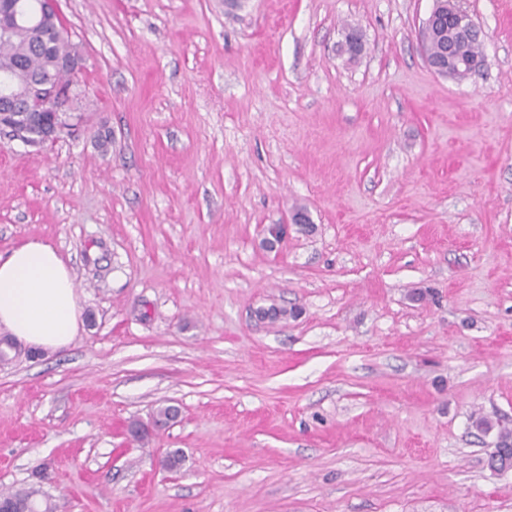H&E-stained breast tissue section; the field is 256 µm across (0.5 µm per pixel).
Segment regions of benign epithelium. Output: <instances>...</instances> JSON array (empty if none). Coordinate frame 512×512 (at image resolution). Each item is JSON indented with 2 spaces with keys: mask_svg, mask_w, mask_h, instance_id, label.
<instances>
[{
  "mask_svg": "<svg viewBox=\"0 0 512 512\" xmlns=\"http://www.w3.org/2000/svg\"><path fill=\"white\" fill-rule=\"evenodd\" d=\"M426 30L434 31L442 43L440 55L425 56L428 66L444 75L464 67L474 73L483 65L480 56L471 58L457 50V44L479 34V30L467 10L455 0H434L433 8L423 23ZM78 92V84L60 86L34 76L20 88L0 99V112H57L64 111V103ZM82 120L62 118L53 122L45 142L54 143L63 137H71L80 131Z\"/></svg>",
  "mask_w": 512,
  "mask_h": 512,
  "instance_id": "7a95c632",
  "label": "benign epithelium"
}]
</instances>
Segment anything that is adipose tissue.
Segmentation results:
<instances>
[{
  "instance_id": "adipose-tissue-1",
  "label": "adipose tissue",
  "mask_w": 512,
  "mask_h": 512,
  "mask_svg": "<svg viewBox=\"0 0 512 512\" xmlns=\"http://www.w3.org/2000/svg\"><path fill=\"white\" fill-rule=\"evenodd\" d=\"M81 308L70 270L49 244L30 241L0 259V325L37 349H58L78 330Z\"/></svg>"
}]
</instances>
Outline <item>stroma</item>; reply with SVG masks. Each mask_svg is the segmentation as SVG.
<instances>
[{
  "label": "stroma",
  "instance_id": "stroma-1",
  "mask_svg": "<svg viewBox=\"0 0 512 512\" xmlns=\"http://www.w3.org/2000/svg\"><path fill=\"white\" fill-rule=\"evenodd\" d=\"M462 3L484 65L458 80L421 54L433 0H57L85 131L0 134V258L53 246L82 315L0 364V491L512 512V0Z\"/></svg>",
  "mask_w": 512,
  "mask_h": 512
}]
</instances>
